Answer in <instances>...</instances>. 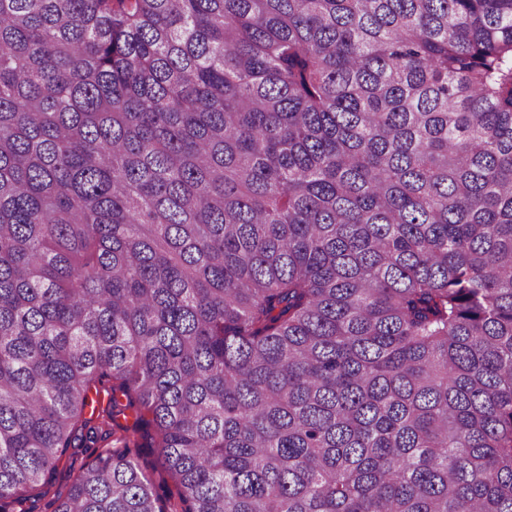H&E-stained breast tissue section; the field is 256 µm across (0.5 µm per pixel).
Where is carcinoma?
Here are the masks:
<instances>
[{
    "label": "carcinoma",
    "mask_w": 512,
    "mask_h": 512,
    "mask_svg": "<svg viewBox=\"0 0 512 512\" xmlns=\"http://www.w3.org/2000/svg\"><path fill=\"white\" fill-rule=\"evenodd\" d=\"M32 499L512 512V0H0V512ZM138 440L141 447H143L138 448L137 455L135 456L140 466L151 475L156 483L164 482L174 490L173 481L161 465L158 456V448L148 447L149 439H146L145 436H138ZM91 460L90 451L85 452L82 448H70L57 469L51 494L56 490L65 494L71 486L73 470L76 471L81 465L89 463Z\"/></svg>",
    "instance_id": "carcinoma-1"
}]
</instances>
